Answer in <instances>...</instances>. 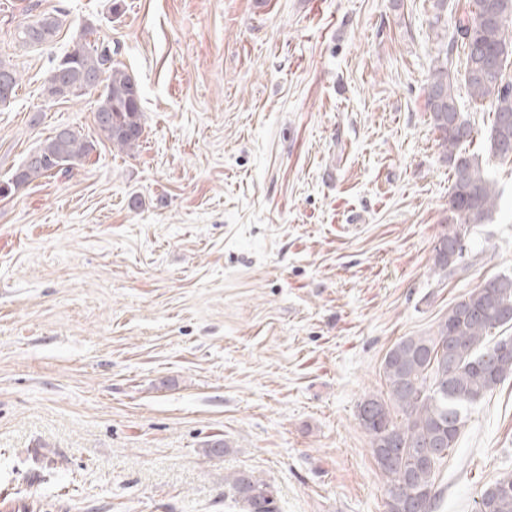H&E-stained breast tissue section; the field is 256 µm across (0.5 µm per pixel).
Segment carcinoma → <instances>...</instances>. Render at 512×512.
I'll use <instances>...</instances> for the list:
<instances>
[{
  "label": "carcinoma",
  "mask_w": 512,
  "mask_h": 512,
  "mask_svg": "<svg viewBox=\"0 0 512 512\" xmlns=\"http://www.w3.org/2000/svg\"><path fill=\"white\" fill-rule=\"evenodd\" d=\"M474 10L456 19L453 35L442 15L435 24L443 35L427 82L426 106L439 146L453 171L448 200V229L440 240H467L471 226L485 223L497 206L499 190L479 156L463 151L473 134L471 120L460 110L458 83L476 104L489 103L493 122L487 138L490 156L511 161L512 80L506 76L512 57V41L505 30L512 23V0H472ZM62 25L60 13H44L17 32L18 40L42 46L55 40ZM464 53L462 79H457L449 56L455 43ZM117 50L108 44L73 45L49 71L44 91L61 92L62 98L98 93L94 122L101 139L114 146L139 145L142 123L141 89L136 80L115 62ZM94 142L70 127H63L42 142L12 175L20 186L40 178L67 173L86 161ZM464 254L435 252L434 274L446 278L460 270ZM512 309V275L491 279L488 288H477L449 311L430 336H407L386 353L382 364L388 399L376 395L363 398L359 406L375 408L379 420L367 429L371 451L379 458L385 448L397 456L380 469L389 483L388 512H415L435 507L437 466L444 452L455 447L468 410L512 376V351L498 355L491 364L482 362L498 339L493 331L512 324L504 321ZM458 337L448 345V336ZM234 501L244 512H278L269 486L253 474L238 471L227 479ZM477 512H512V474H504L489 485L477 504Z\"/></svg>",
  "instance_id": "1"
}]
</instances>
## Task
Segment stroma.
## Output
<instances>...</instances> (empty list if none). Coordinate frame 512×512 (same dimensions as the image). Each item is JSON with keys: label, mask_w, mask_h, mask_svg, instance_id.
I'll list each match as a JSON object with an SVG mask.
<instances>
[{"label": "stroma", "mask_w": 512, "mask_h": 512, "mask_svg": "<svg viewBox=\"0 0 512 512\" xmlns=\"http://www.w3.org/2000/svg\"><path fill=\"white\" fill-rule=\"evenodd\" d=\"M436 0H0V185L62 126L88 161L0 195V512H240L245 470L279 512H387L358 404L401 338L434 334L512 273V162L466 268L434 275L451 170L426 108ZM61 11L50 45L14 33ZM141 87L137 148L96 95L47 100L73 42ZM224 440L223 456L207 445ZM512 473V376L469 410L434 512H476Z\"/></svg>", "instance_id": "35a3bbf8"}]
</instances>
